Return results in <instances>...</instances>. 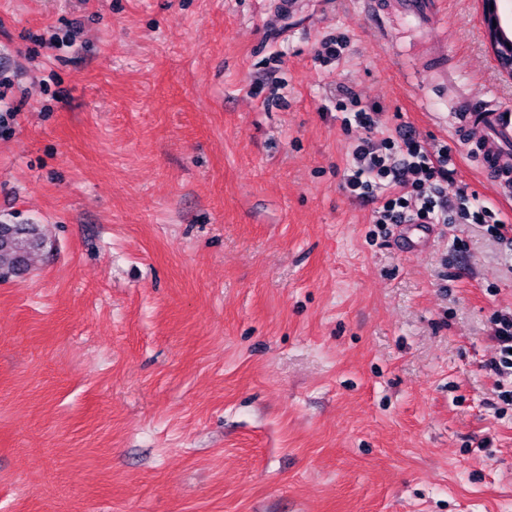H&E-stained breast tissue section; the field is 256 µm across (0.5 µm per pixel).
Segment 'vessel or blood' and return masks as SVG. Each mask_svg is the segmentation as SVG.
Instances as JSON below:
<instances>
[{"label": "vessel or blood", "mask_w": 512, "mask_h": 512, "mask_svg": "<svg viewBox=\"0 0 512 512\" xmlns=\"http://www.w3.org/2000/svg\"><path fill=\"white\" fill-rule=\"evenodd\" d=\"M443 0H401L405 16L420 21L439 16ZM457 137L470 140L483 158L486 176L504 197H512V115H507L495 95L468 100L455 117Z\"/></svg>", "instance_id": "vessel-or-blood-1"}]
</instances>
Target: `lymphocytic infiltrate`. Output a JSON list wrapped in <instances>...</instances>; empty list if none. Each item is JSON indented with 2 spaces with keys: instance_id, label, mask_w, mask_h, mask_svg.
<instances>
[{
  "instance_id": "f902f5d3",
  "label": "lymphocytic infiltrate",
  "mask_w": 512,
  "mask_h": 512,
  "mask_svg": "<svg viewBox=\"0 0 512 512\" xmlns=\"http://www.w3.org/2000/svg\"><path fill=\"white\" fill-rule=\"evenodd\" d=\"M340 97L343 127L365 132L352 152L344 188L353 197L374 202V223L444 224L454 215L464 224H488L493 237L512 244V225L492 219L487 207H470L467 191L454 184V162L447 147L388 137L385 150H378L372 135L380 126L379 109L362 106L349 89Z\"/></svg>"
}]
</instances>
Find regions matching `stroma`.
Masks as SVG:
<instances>
[{"instance_id": "stroma-1", "label": "stroma", "mask_w": 512, "mask_h": 512, "mask_svg": "<svg viewBox=\"0 0 512 512\" xmlns=\"http://www.w3.org/2000/svg\"><path fill=\"white\" fill-rule=\"evenodd\" d=\"M274 3L0 0V224L48 238L0 279V512H512V250L408 252L343 190L336 110L447 146L512 225L452 125L512 108L480 0ZM443 0H401L405 16L421 22L424 17H438ZM495 339L498 345L499 357L496 361L491 363L490 370L495 371L500 375L512 376V318L504 315L499 319L496 324Z\"/></svg>"}]
</instances>
